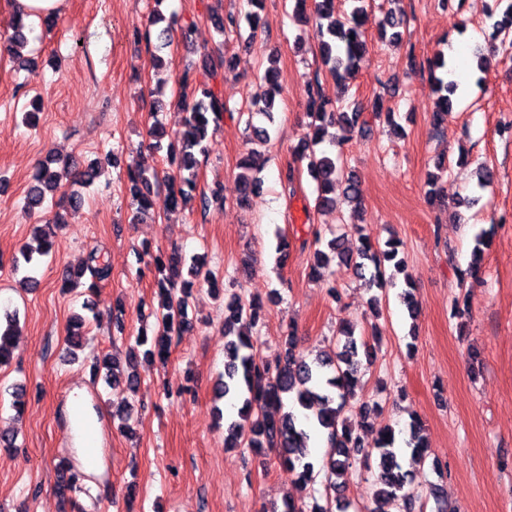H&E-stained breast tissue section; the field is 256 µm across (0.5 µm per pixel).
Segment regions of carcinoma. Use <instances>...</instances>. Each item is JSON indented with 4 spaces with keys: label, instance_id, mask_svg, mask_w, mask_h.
<instances>
[{
    "label": "carcinoma",
    "instance_id": "1",
    "mask_svg": "<svg viewBox=\"0 0 512 512\" xmlns=\"http://www.w3.org/2000/svg\"><path fill=\"white\" fill-rule=\"evenodd\" d=\"M357 2L358 5L341 18L333 17L334 0L316 2L317 19H330L319 45L320 60L328 74L340 84L354 76L366 49L361 31L365 9L362 0ZM162 21L163 17L155 14L144 31L134 32L135 38L151 44V37L154 36L151 27ZM175 30L179 31L183 42L192 41V27L182 26L173 18L154 37L165 46L170 43V34ZM511 32L512 3L508 4L503 19L495 23L492 40H499ZM9 44L13 55L21 58V50L28 44L26 25L21 16L14 18ZM217 77V69L212 67L206 72L203 82L192 85L186 76L181 82L182 96L188 100V116L184 129L177 135V144L170 145L166 157L167 166L172 171V175L168 176V191L174 209L190 201L196 188L198 156H204L209 151L210 124H218L226 111L222 96L214 89ZM457 89L458 82L453 79H436L434 92L437 94L438 111L433 113L434 122L438 123L448 116L446 109L452 104L451 96ZM307 97L311 135L308 143L295 150V158L307 161V168L318 182L317 207L329 209L336 206V182L339 180L344 182L345 198L358 203L361 200L359 182L352 175L344 174L336 155L326 151L318 153L314 147L325 140L326 127L329 125L338 126L343 132V136L335 142V147L340 150L346 133L352 128L357 125L364 128L370 120L383 115L389 120L391 113H382L377 102L373 103L369 113L358 105L350 113L344 111L341 105L329 110V100L323 95L318 82L308 86ZM274 109L275 96L271 95L263 101L252 103L247 112L253 147L248 149L239 165L241 204L260 189L261 182L254 175L253 168L260 156L258 147L270 139L266 124L274 123ZM100 173L101 168L96 162L81 168L71 158L63 160L50 156L35 169L24 208L28 212L42 208L47 194L58 189L65 174L72 185L69 208L75 212L82 204L80 188L91 185ZM128 178L133 205L138 213L147 212L151 208V192L158 180L157 173L130 165ZM311 234L312 245L316 246L311 265L312 276L323 281L332 295L336 294L335 283L324 278L323 269L333 261L339 266L353 267L360 278L381 289L387 283L386 269L392 268L399 274L404 272L405 264L400 256L402 242L393 235L383 243L374 241L366 234L359 235V246L354 255L345 246L342 236L332 237L327 242L328 250L324 251L319 248L323 240L321 230L313 227ZM491 234L492 230L489 229L475 235L474 263L470 270L474 279L479 271L477 261ZM53 236V225H42L35 231L36 244L23 245L21 258L13 260V270L22 273L19 280L22 288L31 290L38 286L36 273L40 258L49 254ZM153 262L160 274L157 287L165 313L161 317L162 328L158 329L153 346L145 350L144 355L163 362L170 353L173 336L188 325L187 300L195 281L201 280L214 288L216 280L213 273L203 269L200 264L190 267V274L195 280L182 279L185 259L177 250L164 257L155 256ZM87 272L100 282L110 277V268L96 248L89 252L83 267L63 271V287L79 286ZM404 283L401 298L409 317L414 319L420 311L414 295L415 286L407 276ZM264 316V306L259 300L246 301L236 293L230 294L224 308V372L215 384V398L240 404V420L226 424L224 447L248 448L257 455L273 451L279 463L296 476L298 483L306 486L319 481L325 487L323 505L317 503L309 509L290 499L288 509H276L274 512H347L344 492L353 468L360 463L369 469L373 462L376 463L372 481L373 507L367 512H388L387 506L391 504L397 506L398 512H424L423 493L412 486L411 471L404 468L401 460V456L407 454L409 462L423 464L431 456L420 420L411 419L402 448L396 447L395 431L388 425L379 429L378 438L370 448L364 445L360 434L361 429L373 427L382 414V407L377 403L363 402L356 408L351 404L358 384L359 352H364L367 357L372 353L368 342L355 336L353 326L341 323L336 330V348L309 360L299 350L298 337L292 328L285 339L282 357L273 364H258L251 355L252 329L262 323ZM84 323L80 316L72 318L67 336L70 346L77 349L87 346ZM18 330L17 320L12 316L5 318V324H0V365L9 363L13 358ZM147 343V334L142 332L135 337V346L129 347L125 359L117 356L110 360L103 359L110 378L115 380L124 376L128 381H133L137 362L135 348ZM353 410L359 415L356 424L345 416V413ZM313 432L326 438L327 451L319 464L310 452Z\"/></svg>",
    "mask_w": 512,
    "mask_h": 512
}]
</instances>
